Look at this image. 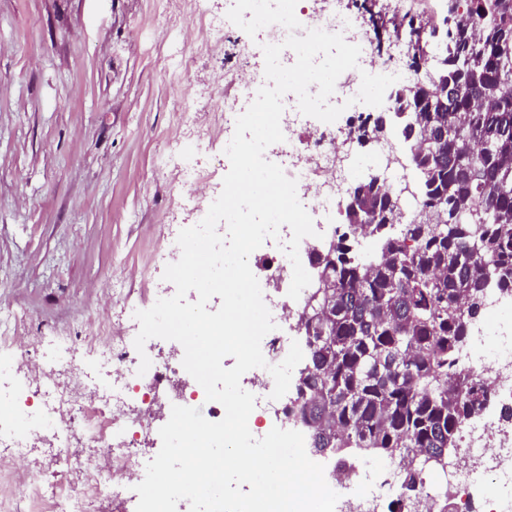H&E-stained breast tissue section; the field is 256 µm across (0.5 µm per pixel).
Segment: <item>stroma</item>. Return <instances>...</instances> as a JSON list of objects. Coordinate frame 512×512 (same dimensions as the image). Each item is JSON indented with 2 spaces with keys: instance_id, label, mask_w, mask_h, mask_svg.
Here are the masks:
<instances>
[{
  "instance_id": "obj_1",
  "label": "stroma",
  "mask_w": 512,
  "mask_h": 512,
  "mask_svg": "<svg viewBox=\"0 0 512 512\" xmlns=\"http://www.w3.org/2000/svg\"><path fill=\"white\" fill-rule=\"evenodd\" d=\"M205 7L221 42L186 0H0V356L21 377L134 338L166 285L161 254L222 191L212 98L246 34L228 0ZM55 454L37 438L0 479L56 483Z\"/></svg>"
}]
</instances>
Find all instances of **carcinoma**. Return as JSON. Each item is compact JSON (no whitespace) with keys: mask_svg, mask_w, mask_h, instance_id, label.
<instances>
[{"mask_svg":"<svg viewBox=\"0 0 512 512\" xmlns=\"http://www.w3.org/2000/svg\"><path fill=\"white\" fill-rule=\"evenodd\" d=\"M446 4L448 48L439 56L423 44L415 65L455 91L451 110L434 111L436 86L425 82L358 126L362 147L390 131L404 140L409 128L422 131L411 155L419 207L440 223H399L384 178L369 175L346 198V230L317 258L301 312L299 420L316 449L402 463L389 512L448 467L464 423L489 402L459 350L487 287L512 292V59L502 60L512 53V0ZM469 40L480 50L456 55L453 46Z\"/></svg>","mask_w":512,"mask_h":512,"instance_id":"carcinoma-1","label":"carcinoma"}]
</instances>
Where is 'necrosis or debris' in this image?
I'll return each mask as SVG.
<instances>
[{
	"label": "necrosis or debris",
	"mask_w": 512,
	"mask_h": 512,
	"mask_svg": "<svg viewBox=\"0 0 512 512\" xmlns=\"http://www.w3.org/2000/svg\"><path fill=\"white\" fill-rule=\"evenodd\" d=\"M321 2L312 13L296 7L301 24L296 34L302 37L307 30L322 29L341 34L360 47L358 68L338 78L330 98L332 104H347L348 118L342 125L312 121L299 111L296 95L286 94L281 116L285 139L265 152L267 160L296 179L298 198L313 219L315 236L304 238L299 245L300 260L309 269L314 266L315 246L330 243L345 230L337 217L351 188L352 165L360 154L354 130L363 106L354 97L360 89L361 75L403 71L415 44L404 34V25L425 28L432 20L422 0H398L399 10L391 16L395 51L377 62L372 58L373 42L364 18L347 13L345 0ZM372 150L399 207L401 223H412L419 186L413 178L409 147L398 139L383 138L373 144ZM290 237V228L282 227L278 238L267 239L261 248L266 261L250 264L266 306L276 314L275 330L261 342L268 365L282 362L292 342L304 339L299 315L305 301L288 295L291 280L287 272L292 264L281 249ZM161 345V339H149L144 352L154 353ZM141 353L133 348L121 351L118 361L97 369L77 367L67 357L46 356L40 364L43 381L36 385L20 382L11 360L0 358V463L25 454L38 436H50L62 448L78 438L85 452L76 460L64 458V466L97 474L92 481L64 479L51 487L18 484L16 493L27 496L40 512H96L102 501L117 503L133 497L134 486L142 480L134 465L137 452L147 440L157 437L161 427L155 409L167 389L187 376L177 355L156 363L150 377L140 376L137 369ZM461 354L482 373L491 388L490 404L499 413L492 418L482 413L469 423L461 442L464 455L449 463L441 485L426 481L418 487L422 512H435L446 497L451 500L452 512H512V419L506 417L512 412V294L489 288L484 316L470 325ZM65 372L83 378L95 390L96 400L87 404L72 399L56 385L55 377ZM241 381L256 398L248 419L254 437H264L275 427L300 430L292 413L296 389H289L281 399H271L274 381L267 368L249 370ZM322 463L328 485L339 495L335 512H386L398 494L403 473L400 462L387 460L376 466L357 456L347 467L337 466L327 457ZM486 483L497 486V496L480 495Z\"/></svg>",
	"instance_id": "obj_1"
}]
</instances>
